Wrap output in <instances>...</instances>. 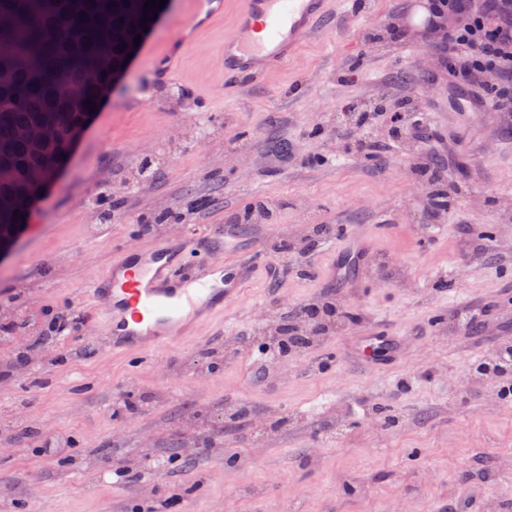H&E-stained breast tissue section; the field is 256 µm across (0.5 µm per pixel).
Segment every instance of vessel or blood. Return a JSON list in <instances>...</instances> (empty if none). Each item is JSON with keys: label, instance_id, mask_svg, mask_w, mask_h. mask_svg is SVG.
Masks as SVG:
<instances>
[{"label": "vessel or blood", "instance_id": "obj_1", "mask_svg": "<svg viewBox=\"0 0 512 512\" xmlns=\"http://www.w3.org/2000/svg\"><path fill=\"white\" fill-rule=\"evenodd\" d=\"M331 8V0H246L220 53L225 77L255 80L282 65ZM208 239L188 234L126 254L93 277L88 295L113 350L154 354L204 331L225 306L240 301L257 255H236V235L228 232L224 249L234 260H200L198 249Z\"/></svg>", "mask_w": 512, "mask_h": 512}]
</instances>
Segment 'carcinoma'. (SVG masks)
I'll list each match as a JSON object with an SVG mask.
<instances>
[{"label":"carcinoma","mask_w":512,"mask_h":512,"mask_svg":"<svg viewBox=\"0 0 512 512\" xmlns=\"http://www.w3.org/2000/svg\"><path fill=\"white\" fill-rule=\"evenodd\" d=\"M146 0H0V242L28 223L31 197L50 180L73 133L100 105L112 75L125 67L127 43L144 18ZM57 127L39 147L19 136L33 124Z\"/></svg>","instance_id":"cac0c4a2"}]
</instances>
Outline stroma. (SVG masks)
Returning a JSON list of instances; mask_svg holds the SVG:
<instances>
[{
  "label": "stroma",
  "mask_w": 512,
  "mask_h": 512,
  "mask_svg": "<svg viewBox=\"0 0 512 512\" xmlns=\"http://www.w3.org/2000/svg\"><path fill=\"white\" fill-rule=\"evenodd\" d=\"M197 20L172 0L121 83L104 99L50 195L0 262V500L9 512H512V372L476 365L512 344V112L495 111L497 77L458 83L436 47L457 23L430 25L431 0H350L259 83L217 65L243 0ZM431 115L398 139L402 100ZM366 109L378 149L350 144L341 104ZM152 178H142L144 163ZM104 215L88 204L104 188ZM448 208L433 213L435 190ZM265 201L260 266L209 330L154 358L115 354L96 336L86 288L125 250L225 227ZM336 228L313 250L315 225ZM373 237L358 287H340L336 253ZM287 242L316 268L305 277L275 250ZM348 311L300 356L266 367L254 347L303 304ZM480 309L474 328L448 318ZM68 337L21 364L24 336L58 313ZM398 336L394 364L364 363L357 337ZM144 402L114 416L116 403ZM47 430L66 446L40 452ZM171 461L130 487L118 469Z\"/></svg>",
  "instance_id": "1"
}]
</instances>
